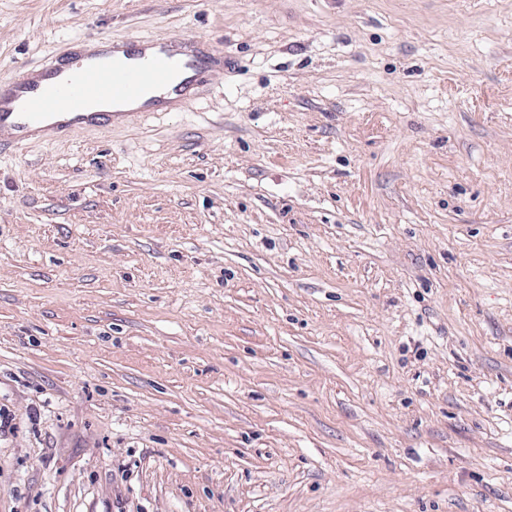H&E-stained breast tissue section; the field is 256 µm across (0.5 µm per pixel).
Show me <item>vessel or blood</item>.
Returning <instances> with one entry per match:
<instances>
[{"label": "vessel or blood", "instance_id": "b4317fda", "mask_svg": "<svg viewBox=\"0 0 512 512\" xmlns=\"http://www.w3.org/2000/svg\"><path fill=\"white\" fill-rule=\"evenodd\" d=\"M99 51L79 52L59 62L48 55L36 67L0 80V150L40 138L59 139L69 131L109 127L138 118V111L95 112V103L140 101L147 89L169 90L177 105L190 104L192 90L215 68L214 60L141 37L135 61L118 56L111 37H99ZM70 119L57 121L59 112Z\"/></svg>", "mask_w": 512, "mask_h": 512}]
</instances>
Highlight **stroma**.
<instances>
[{"label":"stroma","mask_w":512,"mask_h":512,"mask_svg":"<svg viewBox=\"0 0 512 512\" xmlns=\"http://www.w3.org/2000/svg\"><path fill=\"white\" fill-rule=\"evenodd\" d=\"M99 35L219 70L0 152V512H512V0H0V78Z\"/></svg>","instance_id":"35a3bbf8"}]
</instances>
